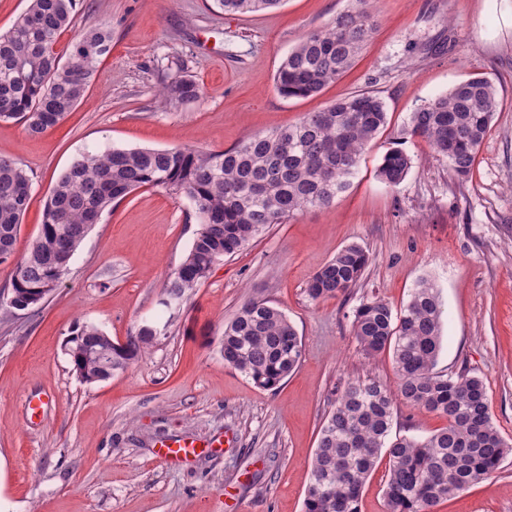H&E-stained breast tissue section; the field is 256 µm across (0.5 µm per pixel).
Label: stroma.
Wrapping results in <instances>:
<instances>
[{"label": "stroma", "mask_w": 512, "mask_h": 512, "mask_svg": "<svg viewBox=\"0 0 512 512\" xmlns=\"http://www.w3.org/2000/svg\"><path fill=\"white\" fill-rule=\"evenodd\" d=\"M352 5L285 0L233 16L206 0H77L60 56L85 29L112 30L84 99L41 135L0 121V156L31 179L15 257L38 237L59 176L83 154L217 152L352 93L381 98L387 120L330 206L271 225L173 310L159 299L198 228L191 202L146 186L103 213L42 305L0 319V512H303L336 389L366 376L398 383L389 354L361 350L356 308L379 298L400 309L422 278L442 304L438 370L483 378L493 422L512 442V0H380L376 29L342 78L313 97L282 96L275 74L288 52ZM474 73L495 85L498 107L461 182L403 131L424 101ZM180 78L197 83L198 100L164 95ZM393 147L413 166L391 188L377 170ZM352 243L372 258L361 279L347 294L312 300L313 274ZM253 298L285 312L302 340L298 367L275 390L257 388L221 351L225 324ZM147 320L161 326L148 354L111 379L79 381L64 353L75 326L93 323L124 342ZM44 394L51 405L28 422L27 399ZM446 425L399 401L391 433L424 438ZM173 436L204 450L177 466L161 462L155 450ZM218 438L224 447H212ZM435 512H512V453Z\"/></svg>", "instance_id": "1"}]
</instances>
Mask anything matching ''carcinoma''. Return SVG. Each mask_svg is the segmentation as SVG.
<instances>
[{
	"mask_svg": "<svg viewBox=\"0 0 512 512\" xmlns=\"http://www.w3.org/2000/svg\"><path fill=\"white\" fill-rule=\"evenodd\" d=\"M213 2L227 14H247L276 8L284 0ZM375 2L355 0L335 21L308 32L277 71L280 93L309 97L339 80L372 34ZM75 4L30 0L12 27L0 34V121L22 120L30 134H42L86 94L97 63L110 52L112 29H87L62 59L55 44L73 22ZM164 93L182 103L199 98V88L187 78L171 82ZM497 107L496 87L472 76L421 104L405 133L428 142L463 181ZM385 123L384 102L364 92L220 152L112 148L75 159L45 204L40 235L15 261L7 292H0V316L36 309L45 289L58 287L74 251L102 213L145 186L185 195L198 217L190 247L164 287L165 298L180 303L215 265L243 250L270 225L283 224L305 208L331 205L350 185L361 153ZM411 167L410 155L391 148L378 176L395 187ZM30 198L25 168L0 156V263L14 254ZM370 261L357 244L341 248L314 273L308 295L317 300L346 293ZM352 327L367 354H391L397 392L375 377L352 380L336 392L319 430L304 512H360L363 485L382 454L388 458L387 512H434L440 502L495 473L512 446L494 425L483 380L436 370L442 310L435 285L421 279L397 313L381 299L361 304ZM157 332L155 324L145 322L129 338L128 348L114 349L112 337L84 324L71 332L65 354L79 380L93 384L106 380L107 372L88 352L112 350V372L122 371L146 353ZM222 352L224 362L255 386L272 389L298 366L303 348L286 314L254 298L224 327ZM396 396L445 416L448 426L424 440L402 436L388 441Z\"/></svg>",
	"mask_w": 512,
	"mask_h": 512,
	"instance_id": "obj_1",
	"label": "carcinoma"
}]
</instances>
